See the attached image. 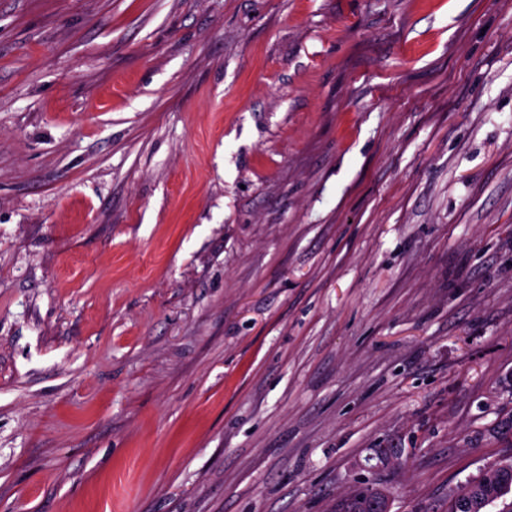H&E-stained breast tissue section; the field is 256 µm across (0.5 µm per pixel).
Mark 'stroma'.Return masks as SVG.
I'll return each mask as SVG.
<instances>
[{
	"instance_id": "35a3bbf8",
	"label": "stroma",
	"mask_w": 512,
	"mask_h": 512,
	"mask_svg": "<svg viewBox=\"0 0 512 512\" xmlns=\"http://www.w3.org/2000/svg\"><path fill=\"white\" fill-rule=\"evenodd\" d=\"M511 451L512 0H0V512Z\"/></svg>"
}]
</instances>
